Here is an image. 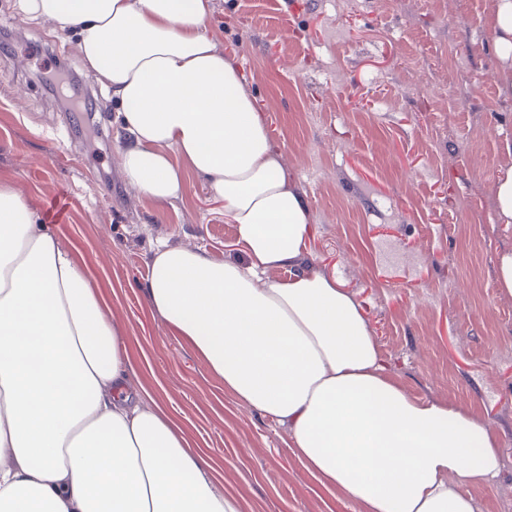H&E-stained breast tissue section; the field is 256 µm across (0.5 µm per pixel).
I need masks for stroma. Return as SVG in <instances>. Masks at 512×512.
I'll return each instance as SVG.
<instances>
[{"label": "stroma", "instance_id": "stroma-1", "mask_svg": "<svg viewBox=\"0 0 512 512\" xmlns=\"http://www.w3.org/2000/svg\"><path fill=\"white\" fill-rule=\"evenodd\" d=\"M493 0H212L208 34L248 79L289 182L313 216L308 267L363 303L391 377L419 399L489 421L502 449L475 512H512V296L494 279L512 224L491 186L512 167V100L500 93L486 19ZM0 182L58 234L99 288L135 382L187 430L242 512H358L315 482L288 430L226 392L144 299L159 241L237 256L206 182L178 200L130 187L115 108L84 72L73 35L0 0ZM64 65L87 107L44 84Z\"/></svg>", "mask_w": 512, "mask_h": 512}]
</instances>
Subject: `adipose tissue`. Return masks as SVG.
<instances>
[{"mask_svg":"<svg viewBox=\"0 0 512 512\" xmlns=\"http://www.w3.org/2000/svg\"><path fill=\"white\" fill-rule=\"evenodd\" d=\"M212 0H17L77 37L129 137L126 181L181 198L186 175L224 202L245 258L159 243L145 290L227 392L288 428L290 453L360 512H475L502 452L486 420L411 397L363 305L305 266L311 214L288 185L237 63L207 34ZM512 95V0L490 15ZM293 266L285 280L271 268ZM87 270L0 183V512H241L145 390Z\"/></svg>","mask_w":512,"mask_h":512,"instance_id":"1","label":"adipose tissue"}]
</instances>
